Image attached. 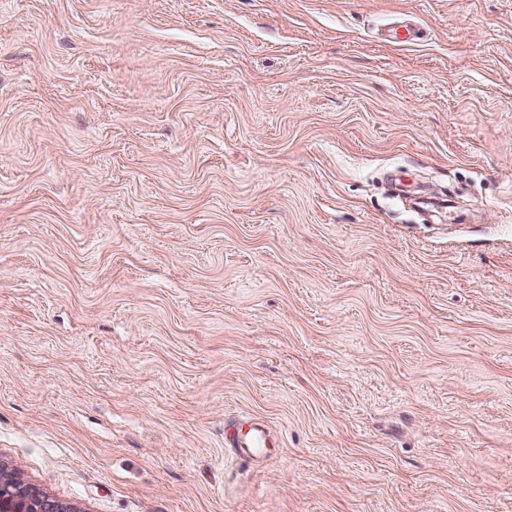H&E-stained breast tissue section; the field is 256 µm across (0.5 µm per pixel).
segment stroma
I'll return each instance as SVG.
<instances>
[{
	"instance_id": "1",
	"label": "stroma",
	"mask_w": 512,
	"mask_h": 512,
	"mask_svg": "<svg viewBox=\"0 0 512 512\" xmlns=\"http://www.w3.org/2000/svg\"><path fill=\"white\" fill-rule=\"evenodd\" d=\"M0 461L83 512H512V0H0ZM224 447L231 448L242 463L249 464L272 459V448L277 445L268 425L261 419L252 418L249 421L232 419L224 424Z\"/></svg>"
}]
</instances>
